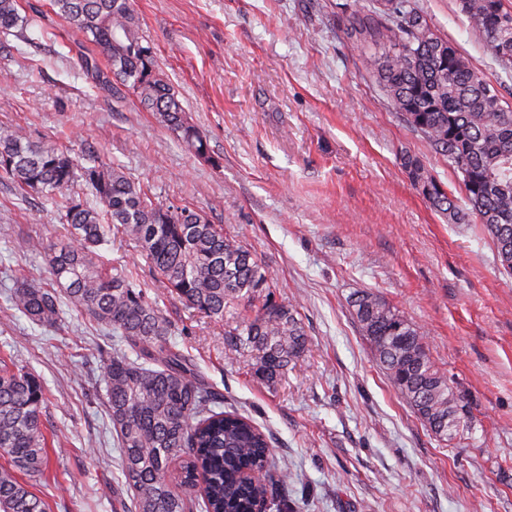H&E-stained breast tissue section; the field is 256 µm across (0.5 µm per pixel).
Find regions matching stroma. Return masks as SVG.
Wrapping results in <instances>:
<instances>
[{
  "instance_id": "obj_1",
  "label": "stroma",
  "mask_w": 512,
  "mask_h": 512,
  "mask_svg": "<svg viewBox=\"0 0 512 512\" xmlns=\"http://www.w3.org/2000/svg\"><path fill=\"white\" fill-rule=\"evenodd\" d=\"M512 106L504 71L456 0H413ZM26 30L0 32V130L52 141L123 168L157 203L186 206L255 251L296 305L308 350L273 385L232 352L213 320L178 298L159 300L171 339L198 374L271 438L291 479L283 512H512V277L477 217L435 211L404 166L419 159L458 205V174L390 105L346 34L372 0H134L153 72L173 86L205 144L197 153L120 81L82 67L99 56L50 0ZM64 214L0 181V356L33 373L58 437L31 489L47 512H126L106 409L104 366L117 339L69 303L61 323L32 322L11 300L16 278L46 285L25 241L63 235ZM378 294L424 332L430 357L466 413L442 440L376 361L350 300Z\"/></svg>"
}]
</instances>
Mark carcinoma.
<instances>
[{"label":"carcinoma","mask_w":512,"mask_h":512,"mask_svg":"<svg viewBox=\"0 0 512 512\" xmlns=\"http://www.w3.org/2000/svg\"><path fill=\"white\" fill-rule=\"evenodd\" d=\"M54 13L75 26L106 57L109 72L140 104L200 152L173 87L148 65V49L134 30L132 0H50ZM505 70H512V9L504 0H456ZM19 0H0V30L23 28L30 18ZM367 54L372 77L404 122L461 175L470 213L494 241L502 273L512 275V107L449 41L438 36L410 0L385 11H354L348 29ZM405 167L434 209L461 224L459 210L422 163ZM0 175L20 189L63 208L58 242L29 238L44 257L50 283L13 289L17 310L53 327L61 301L121 339L124 349L104 368L107 411L120 450L121 469L134 491V512H191L197 477L201 512H251L267 497L245 474L272 463L266 434L224 402L194 372V363L169 341L170 324L157 301L174 294L209 317L247 303L228 333L231 351L256 353L255 374L277 383L307 351L297 310L273 300L274 278L245 246L203 214L157 204L118 167L79 163L71 150L0 132ZM91 189L93 199L74 186ZM135 243L155 273L154 296L126 266H104L100 247L111 235ZM362 335L374 356L429 430L450 438L465 424L448 378L431 361L423 332L384 299L362 292L351 299ZM45 390L38 378L0 366V512H47L45 501L19 474L43 471L48 438L42 421Z\"/></svg>","instance_id":"cac0c4a2"}]
</instances>
